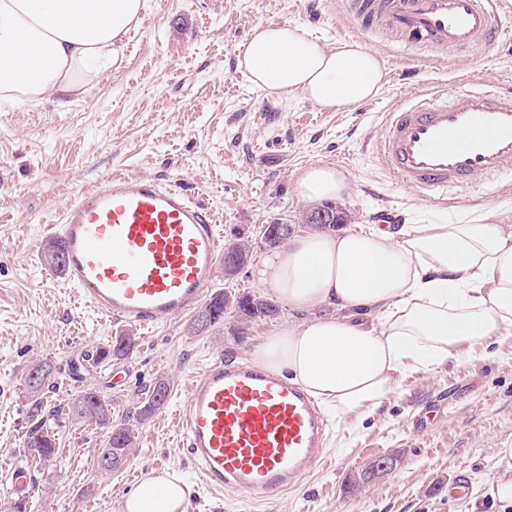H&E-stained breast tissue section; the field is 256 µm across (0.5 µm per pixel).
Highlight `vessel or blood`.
I'll return each instance as SVG.
<instances>
[{
	"mask_svg": "<svg viewBox=\"0 0 512 512\" xmlns=\"http://www.w3.org/2000/svg\"><path fill=\"white\" fill-rule=\"evenodd\" d=\"M408 45L488 52L512 35L494 0H354ZM376 152L396 181L435 197L479 176L512 182V92L451 83L438 100L390 113ZM66 286L108 319L149 328L197 309L218 270L214 213L181 187L105 176L49 226ZM183 445L202 481L268 500L296 485L325 450L327 420L302 388L246 361L211 359L186 387Z\"/></svg>",
	"mask_w": 512,
	"mask_h": 512,
	"instance_id": "obj_1",
	"label": "vessel or blood"
}]
</instances>
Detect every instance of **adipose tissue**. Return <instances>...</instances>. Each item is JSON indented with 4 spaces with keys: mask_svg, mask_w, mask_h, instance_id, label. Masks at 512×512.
Listing matches in <instances>:
<instances>
[{
    "mask_svg": "<svg viewBox=\"0 0 512 512\" xmlns=\"http://www.w3.org/2000/svg\"><path fill=\"white\" fill-rule=\"evenodd\" d=\"M148 0H0V103H66L89 94L122 58ZM250 84L302 94L326 108L355 107L386 82L380 56L357 42L329 49L295 24H260L237 52ZM346 174L302 168L301 199L344 196ZM288 306L335 307L291 322L252 349L257 366L286 374L338 420L376 412L410 371L455 360L462 344L512 335V224L498 210L465 224H408L290 237L254 270ZM187 491L172 474L149 475L125 512H182Z\"/></svg>",
    "mask_w": 512,
    "mask_h": 512,
    "instance_id": "obj_1",
    "label": "adipose tissue"
}]
</instances>
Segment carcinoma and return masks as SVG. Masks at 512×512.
<instances>
[{
  "label": "carcinoma",
  "mask_w": 512,
  "mask_h": 512,
  "mask_svg": "<svg viewBox=\"0 0 512 512\" xmlns=\"http://www.w3.org/2000/svg\"><path fill=\"white\" fill-rule=\"evenodd\" d=\"M238 262L230 268H224V275L228 277L237 276L251 261L253 250L251 246L243 242V237L235 236L233 244ZM208 306L217 307V315L212 318L209 326L215 327L224 323V319L229 317L233 319L230 327V333L237 341L246 338L247 330L250 325L259 321L275 318L279 312L278 300L272 296L251 294L249 292L232 293L230 291L217 292L212 294L208 302L201 306L206 309ZM134 347V337L122 334L112 338L109 345L102 347L92 356L96 362L119 360L126 357ZM40 373V382L36 385L31 383L32 372ZM52 369L47 364H38L29 369L25 378V383L29 388L32 407L30 417L35 421V425L27 432L26 448L29 454L39 461L46 463L52 460L56 453V438L44 429V409L42 399L47 390L54 386L51 382ZM164 389V397H169V384L159 379L148 385V398L135 409L132 418L139 422L149 419L157 410H159L165 401L155 399L157 388ZM68 413L78 419L93 420L109 429L108 440L101 449L99 456L106 454L117 456L121 461L128 460L131 448L134 447L136 437L134 430L129 422H112V405L109 401L94 388L86 387L70 405Z\"/></svg>",
  "instance_id": "1"
}]
</instances>
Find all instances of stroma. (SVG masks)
Returning <instances> with one entry per match:
<instances>
[{
    "mask_svg": "<svg viewBox=\"0 0 512 512\" xmlns=\"http://www.w3.org/2000/svg\"><path fill=\"white\" fill-rule=\"evenodd\" d=\"M271 23L303 26L330 48L360 42L383 59L386 84L351 109L252 88L236 50L256 25ZM454 80L512 91V41L485 56L406 48L381 23L357 18L351 0H149L123 60L89 96L67 106L48 96L32 108L0 109V504L56 512L64 500L70 512H124L126 495L160 467L187 488V512H512L491 490L501 473L497 451L512 448V336L462 346L438 370L406 373L373 416L332 422L325 461L294 489L260 503L207 489L183 446L177 413L187 382L213 357L250 360L258 340L299 312L281 305L277 318L251 326L241 343L222 325L187 335V314L148 329L109 321L61 285L42 253L65 202L116 170L180 186L221 219L225 242L243 230L257 262L267 254L263 225L285 221L305 232L301 218L312 205L298 197L295 182L316 161L346 172L351 189L338 204L354 229L373 227L381 210L409 224L465 221L488 208L512 220V187L477 178L427 200L394 181L373 149L394 105ZM123 333L135 338L127 357L85 361ZM43 362L55 369L45 426L60 443L45 469L25 446V376ZM157 378L170 385L167 403L136 424L126 464L101 471L96 459L106 431L68 418V403L90 386L111 400L118 419L144 401L145 385ZM381 454L394 457L392 469L350 489ZM18 466L31 473L25 499L12 492ZM462 473L475 493L468 507L440 493Z\"/></svg>",
    "mask_w": 512,
    "mask_h": 512,
    "instance_id": "obj_1",
    "label": "stroma"
}]
</instances>
